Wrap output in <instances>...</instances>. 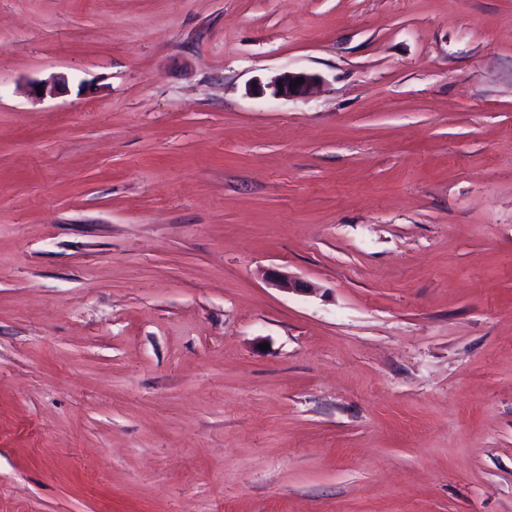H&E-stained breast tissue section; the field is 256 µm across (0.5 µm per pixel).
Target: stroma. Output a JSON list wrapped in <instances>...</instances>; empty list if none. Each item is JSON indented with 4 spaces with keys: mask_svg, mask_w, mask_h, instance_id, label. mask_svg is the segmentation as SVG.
I'll list each match as a JSON object with an SVG mask.
<instances>
[{
    "mask_svg": "<svg viewBox=\"0 0 512 512\" xmlns=\"http://www.w3.org/2000/svg\"><path fill=\"white\" fill-rule=\"evenodd\" d=\"M0 512H512V0H0ZM297 78H303L304 83L294 86ZM320 81L318 75L304 71L288 70L273 76L266 86L272 89V94L275 97L305 99L313 93ZM280 88H283V91H280Z\"/></svg>",
    "mask_w": 512,
    "mask_h": 512,
    "instance_id": "1",
    "label": "stroma"
}]
</instances>
